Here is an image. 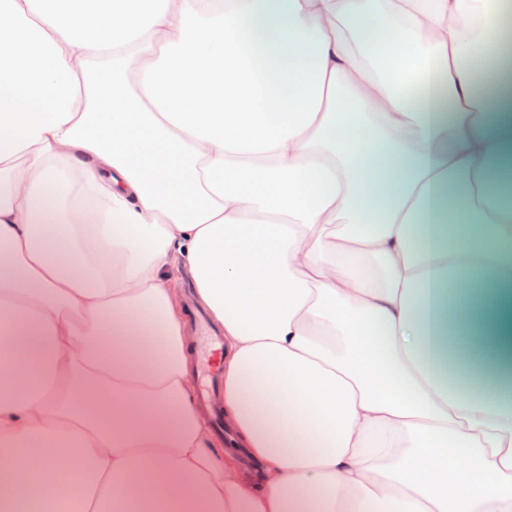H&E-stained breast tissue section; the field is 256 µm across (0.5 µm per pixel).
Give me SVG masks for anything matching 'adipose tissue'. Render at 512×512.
Here are the masks:
<instances>
[{"instance_id":"obj_1","label":"adipose tissue","mask_w":512,"mask_h":512,"mask_svg":"<svg viewBox=\"0 0 512 512\" xmlns=\"http://www.w3.org/2000/svg\"><path fill=\"white\" fill-rule=\"evenodd\" d=\"M510 112L512 0H0V512H512Z\"/></svg>"}]
</instances>
